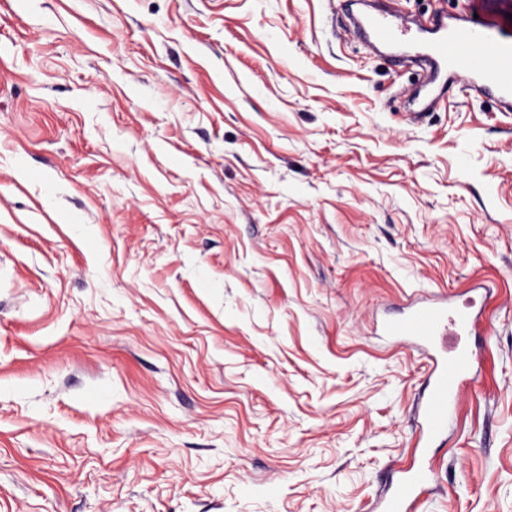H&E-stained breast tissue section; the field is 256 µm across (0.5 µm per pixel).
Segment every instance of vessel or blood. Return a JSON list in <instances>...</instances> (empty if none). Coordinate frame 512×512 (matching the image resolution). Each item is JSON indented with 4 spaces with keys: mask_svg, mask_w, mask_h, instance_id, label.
Instances as JSON below:
<instances>
[{
    "mask_svg": "<svg viewBox=\"0 0 512 512\" xmlns=\"http://www.w3.org/2000/svg\"><path fill=\"white\" fill-rule=\"evenodd\" d=\"M358 30H371L381 42L418 38L423 25L385 14H369L354 20ZM431 58L436 75L451 71L481 88H491L503 110H512V34L474 16L449 24L440 19L432 29ZM475 321L469 305L448 302L415 308L406 315L387 321L386 335L415 339L433 352L427 380L428 393L418 408L419 431L423 439L440 434L448 425L455 400L472 365L473 353L465 341ZM432 478L424 465L410 466L403 477L384 494L381 512H408L410 495Z\"/></svg>",
    "mask_w": 512,
    "mask_h": 512,
    "instance_id": "vessel-or-blood-1",
    "label": "vessel or blood"
}]
</instances>
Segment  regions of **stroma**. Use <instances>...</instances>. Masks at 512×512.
I'll return each mask as SVG.
<instances>
[{
	"instance_id": "1",
	"label": "stroma",
	"mask_w": 512,
	"mask_h": 512,
	"mask_svg": "<svg viewBox=\"0 0 512 512\" xmlns=\"http://www.w3.org/2000/svg\"><path fill=\"white\" fill-rule=\"evenodd\" d=\"M433 26L465 0H382ZM365 0H0V512H512V112ZM352 24L360 31L370 29L381 42L408 41L419 38V33L427 28L418 22L398 20L393 15L369 14L362 19H354ZM474 326L469 304L453 307L446 300L419 306L383 326L386 335L418 340L433 352L428 393L418 407L421 454L428 440L447 427L455 400L469 378L473 353L464 338ZM403 474L401 480L385 492L380 504L382 512H407L411 493L432 479L430 470L423 464H413Z\"/></svg>"
}]
</instances>
